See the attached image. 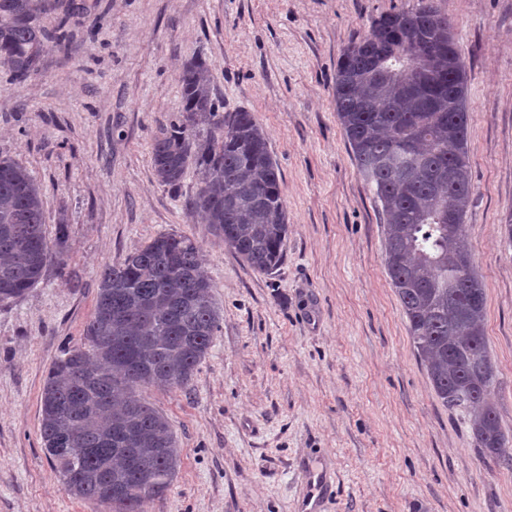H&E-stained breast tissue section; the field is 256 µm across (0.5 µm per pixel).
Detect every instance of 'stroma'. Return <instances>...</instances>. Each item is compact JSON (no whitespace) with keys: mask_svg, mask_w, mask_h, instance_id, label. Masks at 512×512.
Masks as SVG:
<instances>
[{"mask_svg":"<svg viewBox=\"0 0 512 512\" xmlns=\"http://www.w3.org/2000/svg\"><path fill=\"white\" fill-rule=\"evenodd\" d=\"M71 40L37 77L0 63V155L66 220L64 267L0 302V512H106L69 495L40 436L48 370L79 345L105 266L163 232L196 240L223 320L182 388L153 387L181 450L146 512H512V463L483 460L437 398L383 261L384 219L336 118L337 62L416 0H50ZM469 86L468 241L485 284L494 400L512 435V0H435ZM199 56L228 112L254 113L281 175L279 265H245L191 208L194 174L161 184L153 138L181 112Z\"/></svg>","mask_w":512,"mask_h":512,"instance_id":"1","label":"stroma"}]
</instances>
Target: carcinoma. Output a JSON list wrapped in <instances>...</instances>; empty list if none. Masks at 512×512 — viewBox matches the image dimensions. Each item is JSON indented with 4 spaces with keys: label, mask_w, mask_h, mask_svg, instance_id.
<instances>
[{
    "label": "carcinoma",
    "mask_w": 512,
    "mask_h": 512,
    "mask_svg": "<svg viewBox=\"0 0 512 512\" xmlns=\"http://www.w3.org/2000/svg\"><path fill=\"white\" fill-rule=\"evenodd\" d=\"M47 0H0V59L11 76L40 71L45 53L68 37L66 20L42 23ZM412 36L374 73L370 35L352 42L336 66V114L359 173L380 203L384 261L408 333L443 406L468 416L483 458L506 457L509 439L491 396L498 371L485 336L487 297L466 240L472 195L469 89L448 49L458 45L435 0L388 14ZM183 110L152 144L158 181L180 187L196 177L192 208L257 272L283 257L288 216L278 165L254 113L224 111L201 57L180 75ZM43 192L29 170L0 156V302L18 299L52 264L66 261L67 228L45 231ZM453 208L457 223L443 222ZM200 246L160 233L104 268L80 345L50 368L40 395V435L65 491L101 501L125 498L115 512H145L180 461L169 420L143 395L182 387L205 359L222 320Z\"/></svg>",
    "instance_id": "cac0c4a2"
}]
</instances>
